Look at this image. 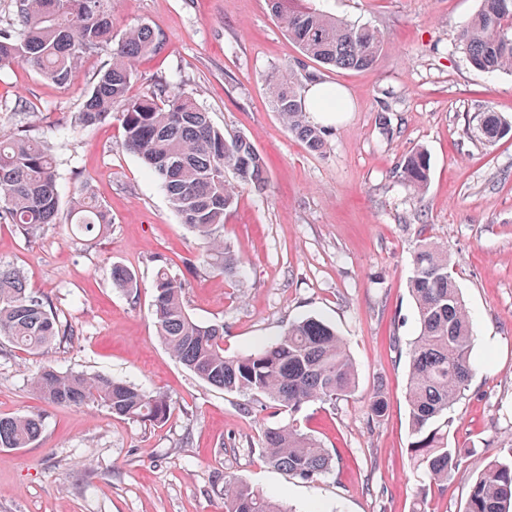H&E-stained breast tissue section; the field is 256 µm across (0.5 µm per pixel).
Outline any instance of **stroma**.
Returning <instances> with one entry per match:
<instances>
[{
    "mask_svg": "<svg viewBox=\"0 0 512 512\" xmlns=\"http://www.w3.org/2000/svg\"><path fill=\"white\" fill-rule=\"evenodd\" d=\"M299 4L377 28V65L330 69L303 57L266 0H112L115 34L145 24L164 41L138 62L130 96L176 79L215 126L248 137L267 163V191L240 190L224 226L225 245L246 262L238 282L202 263L206 239L181 224L160 182L124 148L117 118L72 126L109 53L90 56L67 85L22 62L0 68V134L33 130L53 147L62 199L84 188L112 215L111 230L91 240L62 222L34 238L0 223V263L20 269L76 331L35 353L0 341V416L43 420L34 445L0 448V512H224L218 472L293 512H412L423 492L431 512H462L470 476L512 455V134L487 146L472 133L473 116L488 108L512 122V73L474 69L459 43L481 0ZM291 70L349 93L351 109L325 125L322 151L285 129L268 92V75ZM418 148L431 163L421 196L396 175ZM425 237L448 250L481 362L451 413L462 467L439 490L407 454L408 364L392 345L416 331L408 281ZM116 266L135 274L137 290L113 286ZM162 266L184 283L195 321L223 324L227 353L275 341L302 316L336 328L357 366L356 389L296 416L335 456L332 472L311 482L268 465L259 442L282 414L207 385L169 354L152 314ZM46 367L164 392L169 417L150 425L95 402L46 403L32 390ZM378 393L385 411L374 419Z\"/></svg>",
    "mask_w": 512,
    "mask_h": 512,
    "instance_id": "stroma-1",
    "label": "stroma"
}]
</instances>
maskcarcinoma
I'll list each match as a JSON object with an SVG mask.
<instances>
[{
	"label": "carcinoma",
	"mask_w": 512,
	"mask_h": 512,
	"mask_svg": "<svg viewBox=\"0 0 512 512\" xmlns=\"http://www.w3.org/2000/svg\"><path fill=\"white\" fill-rule=\"evenodd\" d=\"M272 16L301 53L336 69L373 67L382 50L381 33L364 25L294 6V0H267ZM14 22L0 27V68L23 61L42 79L72 82L84 59L112 51L74 126L86 128L112 116L119 120L124 146L137 154L167 193L181 223L209 239L204 263L228 279L241 277L243 261L224 246L221 230L241 188L261 192L266 163L243 135H225L191 94L167 81L141 98L128 96L137 61L162 49V39L141 24L115 39L112 0H13ZM475 69L512 73V0H481L459 34ZM283 126L312 152L324 147L323 131L312 125L293 75L267 82ZM476 137L494 144L512 132V123L486 109L473 126ZM232 173L235 180L226 179ZM414 193L426 191L430 156L423 148L408 155L396 171ZM60 196L56 162L44 141L27 133L0 136V219L35 236L57 223ZM68 217L80 235L96 238L112 224L108 210L83 189L69 200ZM112 284L128 291L135 275L112 267ZM416 308V335L407 352L406 400L409 407L407 452L431 484L441 486L459 470L462 449L451 446L448 412L462 398L478 368L472 320L456 285L448 251L423 239L413 258L408 285ZM184 287L161 267L154 279L153 315L169 353L209 385L269 401L288 420L268 427L261 437L262 457L274 468L315 481L334 466L330 452L298 426L295 414L311 403L336 405L355 388L356 370L344 340L325 321L297 319L274 342L248 353L224 351V326L194 321L185 311ZM50 303L31 294L18 271L0 265V337L28 351H39L71 337ZM44 400L80 406L89 400L113 416L133 422H159L170 409L167 395L118 379L47 368L32 381ZM38 415L0 417V448H27L41 436ZM224 512H287L266 493L234 477L218 474ZM463 512H512V458L489 462L474 478Z\"/></svg>",
	"instance_id": "obj_1"
}]
</instances>
